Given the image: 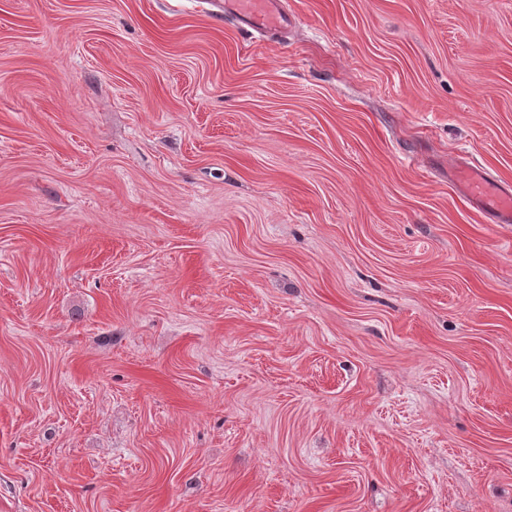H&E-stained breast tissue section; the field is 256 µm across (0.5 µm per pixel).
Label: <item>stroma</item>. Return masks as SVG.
Listing matches in <instances>:
<instances>
[{"label":"stroma","mask_w":512,"mask_h":512,"mask_svg":"<svg viewBox=\"0 0 512 512\" xmlns=\"http://www.w3.org/2000/svg\"><path fill=\"white\" fill-rule=\"evenodd\" d=\"M0 0V512H512V0ZM220 18L231 19L239 27L260 34H276L288 22L279 0H221L209 2ZM463 181L459 184L482 207L487 218L493 223L512 218V195L504 191L494 180L488 178L476 166L466 167L459 172Z\"/></svg>","instance_id":"stroma-1"}]
</instances>
